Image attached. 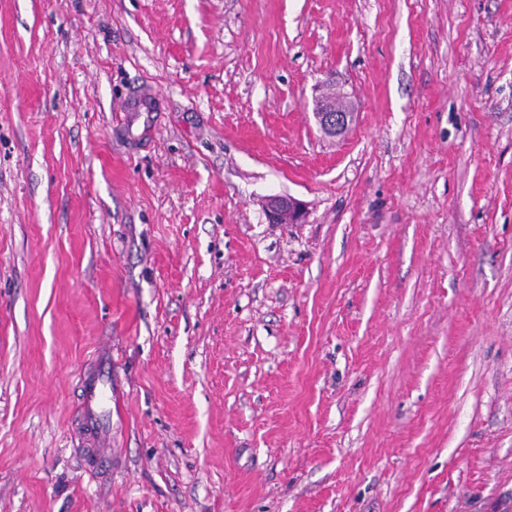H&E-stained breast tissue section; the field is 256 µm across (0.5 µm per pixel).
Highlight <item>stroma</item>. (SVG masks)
<instances>
[{"label":"stroma","mask_w":512,"mask_h":512,"mask_svg":"<svg viewBox=\"0 0 512 512\" xmlns=\"http://www.w3.org/2000/svg\"><path fill=\"white\" fill-rule=\"evenodd\" d=\"M0 512H512V0H0ZM346 101L347 96L340 92L322 95L315 100L313 114L324 135L338 137L348 130L353 112H350L348 108L340 107ZM265 211L272 224H302L306 216L304 203L290 195L269 196L265 199ZM81 379V435L84 443L93 446L105 430L100 419L104 405H108L111 411L108 426L112 427V358L99 357L93 371L84 374Z\"/></svg>","instance_id":"stroma-1"}]
</instances>
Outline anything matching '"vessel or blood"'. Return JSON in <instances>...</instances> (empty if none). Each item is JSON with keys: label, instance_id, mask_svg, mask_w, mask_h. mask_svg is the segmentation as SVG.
Masks as SVG:
<instances>
[{"label": "vessel or blood", "instance_id": "vessel-or-blood-1", "mask_svg": "<svg viewBox=\"0 0 512 512\" xmlns=\"http://www.w3.org/2000/svg\"><path fill=\"white\" fill-rule=\"evenodd\" d=\"M112 402V360L99 357L92 372L82 377L81 435L86 444H96L105 426L100 419L103 406Z\"/></svg>", "mask_w": 512, "mask_h": 512}]
</instances>
